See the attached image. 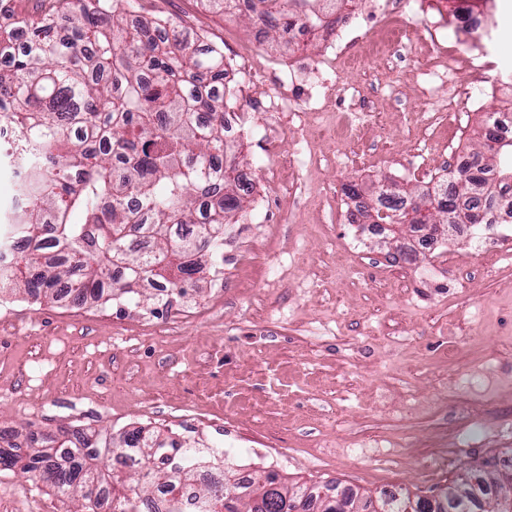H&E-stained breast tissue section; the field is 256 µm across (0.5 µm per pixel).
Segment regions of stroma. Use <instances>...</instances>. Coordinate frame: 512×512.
I'll return each instance as SVG.
<instances>
[{
  "instance_id": "35a3bbf8",
  "label": "stroma",
  "mask_w": 512,
  "mask_h": 512,
  "mask_svg": "<svg viewBox=\"0 0 512 512\" xmlns=\"http://www.w3.org/2000/svg\"><path fill=\"white\" fill-rule=\"evenodd\" d=\"M145 18L183 20L223 44L225 59L256 43L263 70L249 87L241 168L261 183L273 157L301 152L294 196L248 208L224 241V277L164 304L75 307L18 293L0 307V426L22 432L136 428L227 451L257 478L321 483L378 496L402 488L430 499L458 475L512 455V223L492 244L440 230L412 250L414 227L368 234L347 220V185L363 202L384 180L417 192L422 171L482 148V129L512 81V0H495V73L468 68L422 87L415 49L395 72L378 58L343 65L339 85H364L373 109L362 136H336L343 102L290 119L264 139L260 106L288 59L323 60L320 39L293 49L255 39L247 16L201 0H137ZM459 109L444 113L449 100ZM461 348L448 354L449 337ZM459 450L448 453L449 437ZM58 512L55 491L21 468L0 477V512Z\"/></svg>"
}]
</instances>
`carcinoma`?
I'll return each mask as SVG.
<instances>
[{
  "mask_svg": "<svg viewBox=\"0 0 512 512\" xmlns=\"http://www.w3.org/2000/svg\"><path fill=\"white\" fill-rule=\"evenodd\" d=\"M17 24L0 30V118L26 138L19 191L27 205L13 214L6 234L20 253L0 269L8 284L33 299L55 298L67 287L82 305L104 289L135 292L147 281L177 288L203 268L224 274L226 224L243 217L253 185L239 172L238 145L224 139V49L172 21L132 24L130 0H40ZM346 0H257L249 19L283 33L288 20L312 27L337 23L336 5ZM512 190V140L454 176L426 190L419 203L382 191L387 224H475ZM81 220H70L73 213ZM149 241L127 237L141 223ZM12 430H0V471L22 459ZM37 445L22 469L50 484L63 499L92 500L102 493L141 512L150 488L164 486L177 502L196 481L202 458L171 437L127 432L119 440L72 435L34 436ZM131 451L136 470L117 468L101 453ZM236 473L205 484L199 493L209 512H369L353 490L321 491L306 483L284 486L274 477L228 486ZM496 486V474L456 479L427 512H479L480 497Z\"/></svg>",
  "mask_w": 512,
  "mask_h": 512,
  "instance_id": "cac0c4a2",
  "label": "carcinoma"
}]
</instances>
